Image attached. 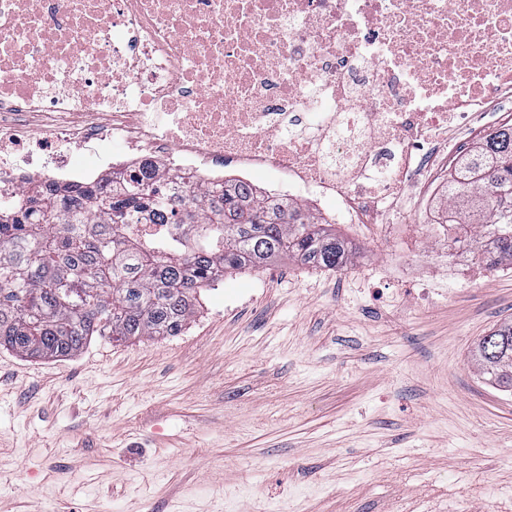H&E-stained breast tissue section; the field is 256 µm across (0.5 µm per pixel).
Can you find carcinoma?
I'll list each match as a JSON object with an SVG mask.
<instances>
[{
  "label": "carcinoma",
  "mask_w": 512,
  "mask_h": 512,
  "mask_svg": "<svg viewBox=\"0 0 512 512\" xmlns=\"http://www.w3.org/2000/svg\"><path fill=\"white\" fill-rule=\"evenodd\" d=\"M147 167L115 170L89 185L24 188L0 209V348L62 358L94 336H176L195 313L197 293L224 273L288 257L341 270L352 249L336 225L304 204L226 180L176 178L157 186ZM444 217L474 228L466 247L488 267L512 268V126L486 135L448 173ZM136 224H173L143 237ZM486 380L512 392V321L474 347Z\"/></svg>",
  "instance_id": "cac0c4a2"
}]
</instances>
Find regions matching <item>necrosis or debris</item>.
Here are the masks:
<instances>
[{"mask_svg":"<svg viewBox=\"0 0 512 512\" xmlns=\"http://www.w3.org/2000/svg\"><path fill=\"white\" fill-rule=\"evenodd\" d=\"M512 110V0H0V205L151 165L401 223Z\"/></svg>","mask_w":512,"mask_h":512,"instance_id":"obj_1","label":"necrosis or debris"}]
</instances>
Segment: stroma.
<instances>
[{"instance_id": "obj_1", "label": "stroma", "mask_w": 512, "mask_h": 512, "mask_svg": "<svg viewBox=\"0 0 512 512\" xmlns=\"http://www.w3.org/2000/svg\"><path fill=\"white\" fill-rule=\"evenodd\" d=\"M410 219L344 227L338 271L226 273L177 336L0 349V512H512V394L472 357L512 269L451 278Z\"/></svg>"}]
</instances>
